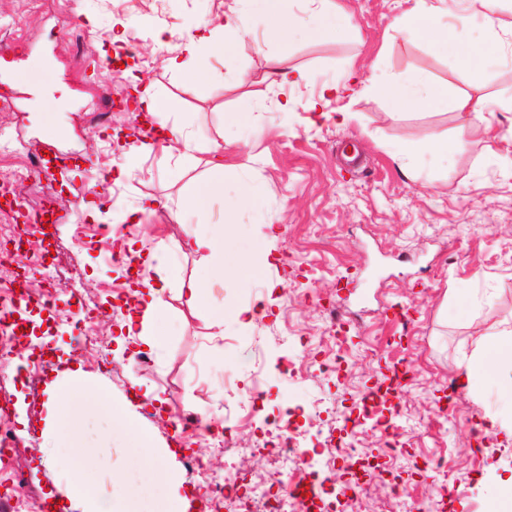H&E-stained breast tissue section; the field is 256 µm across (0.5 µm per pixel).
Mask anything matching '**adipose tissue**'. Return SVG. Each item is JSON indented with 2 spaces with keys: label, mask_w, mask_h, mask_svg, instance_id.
Returning a JSON list of instances; mask_svg holds the SVG:
<instances>
[{
  "label": "adipose tissue",
  "mask_w": 512,
  "mask_h": 512,
  "mask_svg": "<svg viewBox=\"0 0 512 512\" xmlns=\"http://www.w3.org/2000/svg\"><path fill=\"white\" fill-rule=\"evenodd\" d=\"M267 21L266 37L280 40L296 31L319 36H344L352 32L351 17L339 0H298L299 12H291L289 0H253ZM502 0H413L412 6L397 19L393 31L396 40L404 43L426 42L432 49L455 55L464 67L471 86H480L487 70L483 57L512 54V22L500 19ZM479 29L483 45L480 49L466 46L458 33ZM250 31V13L246 8L232 7L224 14L222 27L211 22L196 23L179 43V56L169 59L168 69L180 73L191 83L199 96H207L210 89L208 70L201 61V52L210 47L224 56H231L238 37ZM367 88L378 91L395 112L408 109H438L446 106L455 111L461 128L482 125L493 139L512 145V125L496 124L497 110L502 101L473 98L468 94L451 93L444 84H437L423 75L404 78L388 71L372 74L366 80ZM166 151L174 156L178 167L185 171L202 169L201 180L192 182L185 190L183 209L204 212L213 200L224 193V149L215 146L203 149L193 130L185 125L162 124L157 132ZM183 250L199 255L211 269V278L196 281L179 289L178 297L187 307L208 319L210 326L223 328V312L214 311L210 302L211 286L223 282L227 267L224 263L223 234H201L187 230L181 244ZM180 273L171 269L159 273L154 280H143L138 291L139 309L127 315V329L131 355L161 350L164 335L155 323L165 315L171 303L167 296L169 286L178 281ZM462 389L471 397L486 396L487 385H494L497 403L486 414L487 425L494 432L512 436V323L498 324L493 333L481 338L475 351L463 360ZM56 402L49 416L52 434H62L70 426L69 403L86 398L95 411L82 423L88 444H95L103 431L119 426L123 434L140 448L144 458L158 456L156 443L143 431L125 410L124 402L114 400L104 381L87 376L82 370L66 369L59 372L51 385ZM143 490L140 479L128 474L117 493L102 494L93 477L80 480L72 486L68 497L81 501L85 512H117V497H133Z\"/></svg>",
  "instance_id": "obj_1"
}]
</instances>
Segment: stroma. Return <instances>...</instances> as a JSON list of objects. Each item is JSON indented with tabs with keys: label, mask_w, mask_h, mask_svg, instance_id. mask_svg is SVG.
<instances>
[{
	"label": "stroma",
	"mask_w": 512,
	"mask_h": 512,
	"mask_svg": "<svg viewBox=\"0 0 512 512\" xmlns=\"http://www.w3.org/2000/svg\"><path fill=\"white\" fill-rule=\"evenodd\" d=\"M351 13V38L303 35L281 47L256 51L266 20L253 16V36L231 57L210 56L211 89L207 97L164 66L178 33L202 19H217L233 0H41L38 10L20 15V0H0V42L24 40V56H0V87L11 92L14 107L0 112V158L13 160L52 144L66 162L56 170L52 197L65 221L56 224L47 242L67 275L48 269L55 308L43 318L38 307L27 309L37 331L25 337L29 351L24 367L37 373V388L23 382H0V406L7 407L15 433L31 440L14 451L0 468V496L16 498V512H26L24 496H64L69 485L87 472L99 478L102 492L114 491L126 473L131 449L121 430L106 433L99 447L88 448L80 431L59 447L43 437L50 411L48 388L58 360L103 377L114 397H126L132 384L162 400L127 405L129 414L149 428L159 444L169 439L173 419L194 414L208 430H187L184 447L193 449L203 467L192 483L206 484L224 474V446L218 432L230 431L239 452L249 454L255 471L268 470L265 457L252 448L260 427L283 423L288 408H300L305 423L298 431L304 450L338 441L345 420L357 413L368 394L394 367H404L406 384L394 402L379 404L378 418H394L400 446L387 459L388 470L405 480L400 512H417L435 485L445 484L446 512H512V496L498 489L512 476V439L489 438L476 447L471 428H483L492 399L477 400L454 389L463 353L494 326L512 322V153L506 143L483 130L460 131L455 112L389 111L384 98L353 85L328 105V118L307 124L304 112L284 113L277 99L303 104L347 66L369 74L377 61L396 73H420L454 91L467 90L465 74L454 56L432 54L421 42H392L395 19L406 0H341ZM162 13L172 37L154 42L136 18ZM93 23H86V16ZM121 40H113V30ZM86 33L90 48L77 53L74 31ZM139 39L134 63L113 66L122 40ZM299 68L306 84L277 87L275 68ZM151 85L156 94L177 100L175 123L191 124L207 147L231 140L224 150L229 164L224 197L207 216L190 213L185 224L170 216L177 209L186 181L178 179L174 160L155 147L130 177L113 172L128 163L127 145L117 131L131 132L140 123L138 107L109 110L110 98L121 97L133 81ZM257 102L256 118L244 126L226 119L242 96ZM111 111L97 124L90 112ZM336 112L352 113L345 125ZM463 139L464 147L439 169L429 156L402 162L398 145ZM246 164L255 193L236 201L232 186ZM168 201V208L144 216L142 223L117 228L112 218L138 207L142 197ZM202 233L224 234V256L233 263L223 284L213 285L214 306L225 312L270 298L264 316L242 328L225 323L223 336L209 333L204 315L172 300L158 326L166 337L160 353L130 360L121 342L129 295L123 257L128 249L155 254L158 242L167 252L160 264L178 267L181 285L203 280L210 271L198 256L182 254L185 226ZM95 286L98 307L106 315L88 317L86 286ZM473 290L475 303L459 293ZM335 303L341 315L343 359L335 372L320 362L334 355L326 336L324 307ZM51 344L55 358L41 363L39 348ZM293 363L295 377L284 373ZM261 382L262 405L241 394ZM399 417H392L393 407ZM447 459V472L430 469Z\"/></svg>",
	"instance_id": "1"
}]
</instances>
